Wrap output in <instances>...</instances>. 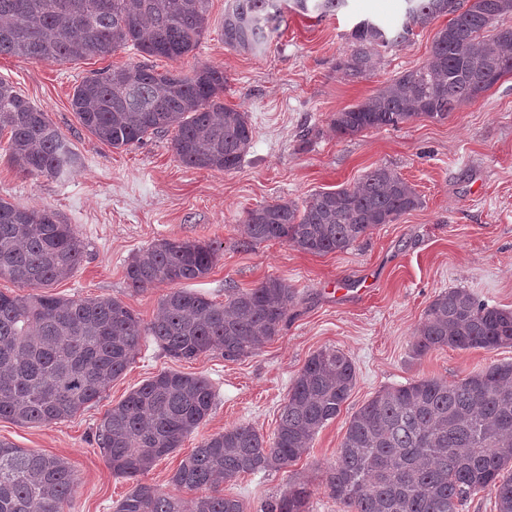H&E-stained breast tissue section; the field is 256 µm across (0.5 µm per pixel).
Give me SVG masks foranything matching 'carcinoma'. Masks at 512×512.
I'll list each match as a JSON object with an SVG mask.
<instances>
[{
    "label": "carcinoma",
    "mask_w": 512,
    "mask_h": 512,
    "mask_svg": "<svg viewBox=\"0 0 512 512\" xmlns=\"http://www.w3.org/2000/svg\"><path fill=\"white\" fill-rule=\"evenodd\" d=\"M210 0H0V56L34 63L106 57L131 46L148 57L178 61L209 25ZM283 0H230L225 46L257 53ZM400 27L364 18L352 28L356 49L336 68L368 71L381 48L398 46L413 29L450 14L427 61L406 70L363 103L336 113L340 135L396 128L416 117L443 121L512 74V0H408ZM301 12L333 15L346 0H292ZM224 71L198 65L158 73L145 63L106 68L75 86L71 107L81 124L115 149L173 132L175 156L196 169H236L248 153V114L224 105ZM10 162L34 178L56 177L78 160L47 114L0 79V134ZM422 205L397 172L377 166L350 187L248 209L239 223L254 244L285 242L311 254L344 251L357 240ZM218 248L198 240L160 239L131 256L132 288L168 287L160 314L145 323L117 298L65 299L46 292L79 269L84 245L71 225L48 210L0 198V279L25 294L0 291V419L46 426L96 402L152 338L169 357L193 360L219 352L251 354L279 335L290 288L268 278L254 288L225 289L214 302L183 288L206 277ZM512 345V309L490 306L465 288L440 292L428 305L412 344L419 359L444 347L496 350ZM356 382V369L335 349L312 354L293 380L277 426L265 438L236 425L202 439L171 477L174 490L139 482L206 421L215 393L204 376L164 370L105 414L97 445L112 473L133 482L115 512H245L220 484L244 473L282 469L300 459L336 418ZM329 496L347 512H459L472 495L495 493L498 512H512V362L491 363L448 382L423 377L378 391L350 418L325 473ZM71 463L0 441V512H64L77 485ZM197 491L190 505L180 490ZM306 484L264 504L261 512H309Z\"/></svg>",
    "instance_id": "carcinoma-1"
}]
</instances>
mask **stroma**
Segmentation results:
<instances>
[{
    "label": "stroma",
    "instance_id": "35a3bbf8",
    "mask_svg": "<svg viewBox=\"0 0 512 512\" xmlns=\"http://www.w3.org/2000/svg\"><path fill=\"white\" fill-rule=\"evenodd\" d=\"M226 4L210 0L209 28L192 53L150 64L160 72L187 73L201 64L223 69L225 105L246 112L253 128L249 153L229 172L183 165L168 133L115 149L80 123L70 105L74 87L91 72L140 61L134 48L64 64L0 56V78L46 112L79 156L77 167L61 176L34 178L11 164L7 139L0 136V198L57 212L85 245L77 272L55 283L52 294L117 298L150 322L166 289L134 290L125 265L162 238L217 246L210 273L186 284L210 300L223 301L227 287L245 290L269 277L291 290L279 336L247 357L231 361L208 352L179 361L149 342L100 399L75 417L37 427L0 419V441L74 466L80 483L66 512H114L130 490L131 481L113 475L97 447L96 427L112 405L160 371L204 375L216 392L206 421L140 477L167 491L181 461L203 438L241 423L272 436L288 387L309 356L324 348L343 351L356 367L355 386L308 453L287 468L244 474L222 489L242 500L246 512H260L265 501L304 482L312 490L310 512H344L329 496L324 475L359 407L385 387L423 377L453 381L490 363L512 361V346L411 355L416 329L441 291L460 287L483 302L512 308V74L446 120L415 118L396 128L339 135L331 128L333 114L422 65L447 16L415 29L403 45L381 49L367 74L352 78L336 63L354 48L353 25L372 17L397 26L406 0H347L323 18L285 10L278 30L256 54L225 46ZM380 165L400 173L423 204L345 251L313 255L280 241L255 245L241 231L247 209L280 199L301 204L317 191L352 185Z\"/></svg>",
    "mask_w": 512,
    "mask_h": 512
}]
</instances>
